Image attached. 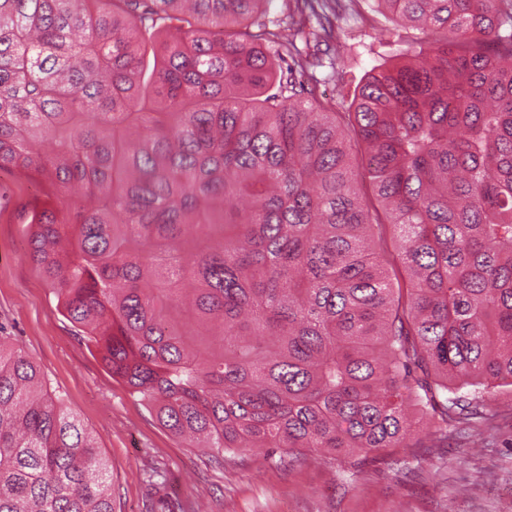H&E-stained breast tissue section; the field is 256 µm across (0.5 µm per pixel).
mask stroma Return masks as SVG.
I'll return each instance as SVG.
<instances>
[{
    "label": "stroma",
    "mask_w": 512,
    "mask_h": 512,
    "mask_svg": "<svg viewBox=\"0 0 512 512\" xmlns=\"http://www.w3.org/2000/svg\"><path fill=\"white\" fill-rule=\"evenodd\" d=\"M384 24L365 0L340 11L336 65L315 71L320 101L338 108L350 84L422 36ZM44 201L39 181L0 170V325L96 437L112 472L114 512H164L172 499L184 512H512V406L500 387L484 393L499 412L477 435L452 434L434 448L344 460L306 451L286 466L277 449L260 448L225 453L217 466L182 447L113 379L31 261L30 218Z\"/></svg>",
    "instance_id": "stroma-1"
}]
</instances>
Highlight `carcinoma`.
Here are the masks:
<instances>
[{"instance_id": "obj_1", "label": "carcinoma", "mask_w": 512, "mask_h": 512, "mask_svg": "<svg viewBox=\"0 0 512 512\" xmlns=\"http://www.w3.org/2000/svg\"><path fill=\"white\" fill-rule=\"evenodd\" d=\"M263 2L0 0V169L50 199L32 261L214 462L489 420L482 390L512 387V0H374L425 40L344 113L283 67L323 66L321 0L271 27ZM0 512H113L95 437L1 335Z\"/></svg>"}]
</instances>
